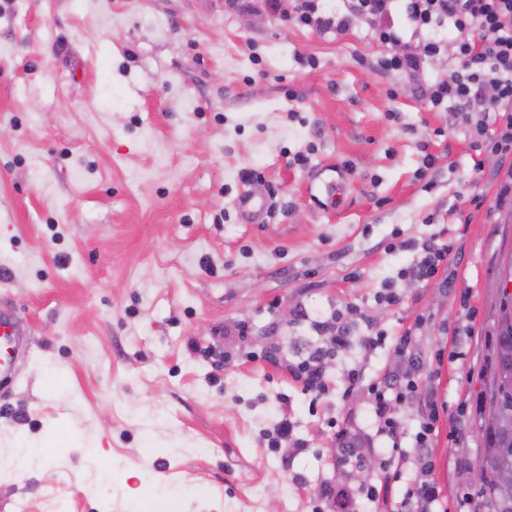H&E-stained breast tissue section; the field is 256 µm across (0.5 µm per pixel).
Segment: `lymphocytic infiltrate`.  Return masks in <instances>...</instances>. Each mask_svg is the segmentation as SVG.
<instances>
[{
    "label": "lymphocytic infiltrate",
    "instance_id": "f902f5d3",
    "mask_svg": "<svg viewBox=\"0 0 512 512\" xmlns=\"http://www.w3.org/2000/svg\"><path fill=\"white\" fill-rule=\"evenodd\" d=\"M347 12L323 14L319 0H297L293 19L320 31L347 33L355 20H364L374 40L392 45L393 53L379 59L386 73L413 78L423 59L452 51L458 62L447 79L429 92L432 106H446L460 119L477 151L512 162V0H348ZM419 39L416 48L406 36ZM327 328L329 345L313 350L297 364L294 376L305 390L326 392V367L335 351L348 343L350 327L341 315H332ZM394 354L410 364L405 373H389L367 383L357 369H349L348 389H365L378 436L399 449L403 421L399 402L417 397L424 366L412 349V333L404 331L393 344ZM414 435V453L421 480L406 492L397 512H438L439 492L427 475L433 466L428 441L438 419L436 401H429Z\"/></svg>",
    "mask_w": 512,
    "mask_h": 512
}]
</instances>
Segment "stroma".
Listing matches in <instances>:
<instances>
[{
	"instance_id": "1",
	"label": "stroma",
	"mask_w": 512,
	"mask_h": 512,
	"mask_svg": "<svg viewBox=\"0 0 512 512\" xmlns=\"http://www.w3.org/2000/svg\"><path fill=\"white\" fill-rule=\"evenodd\" d=\"M293 6L0 0V312L29 336L0 384V456L46 448L0 469V512H338L327 484L379 486L364 508L385 512L418 476L421 407L399 405L398 460L345 374L397 370L393 342L421 314L413 348L441 406L430 479L442 512L465 495L487 512L476 421L512 252V208L495 196L512 167L429 103L445 56L409 82L378 70L389 49L364 22L321 32L289 22ZM247 188L275 205L261 223L235 205ZM439 232L450 287L389 248ZM389 292L397 304L380 302ZM338 311L354 339L329 393L305 391L291 370ZM280 409L294 429L275 445ZM339 415L371 468L337 465Z\"/></svg>"
}]
</instances>
